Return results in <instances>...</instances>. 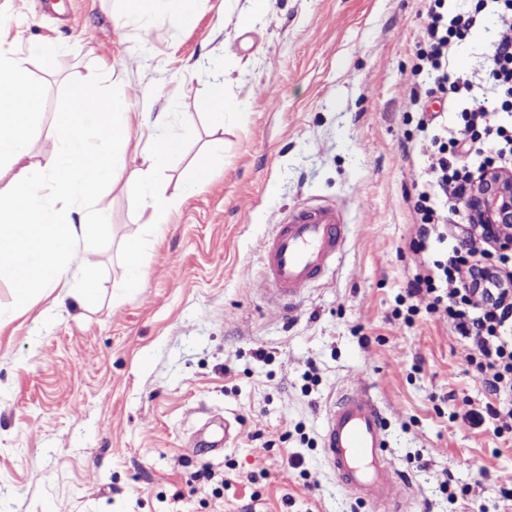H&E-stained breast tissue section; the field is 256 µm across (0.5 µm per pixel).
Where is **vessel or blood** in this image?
Segmentation results:
<instances>
[{
	"label": "vessel or blood",
	"instance_id": "b4317fda",
	"mask_svg": "<svg viewBox=\"0 0 512 512\" xmlns=\"http://www.w3.org/2000/svg\"><path fill=\"white\" fill-rule=\"evenodd\" d=\"M345 215L331 205L297 206L277 220L262 253L268 303L293 302L335 263ZM385 417L369 388L355 383L329 408L323 459L343 489L369 512H406L407 494L387 452Z\"/></svg>",
	"mask_w": 512,
	"mask_h": 512
}]
</instances>
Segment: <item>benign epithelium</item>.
<instances>
[{"label":"benign epithelium","mask_w":512,"mask_h":512,"mask_svg":"<svg viewBox=\"0 0 512 512\" xmlns=\"http://www.w3.org/2000/svg\"><path fill=\"white\" fill-rule=\"evenodd\" d=\"M467 238L487 252H512V169L488 167L474 177L464 198ZM467 286L481 299H512V270L490 261L476 265Z\"/></svg>","instance_id":"7a95c632"}]
</instances>
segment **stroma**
<instances>
[{"mask_svg": "<svg viewBox=\"0 0 512 512\" xmlns=\"http://www.w3.org/2000/svg\"><path fill=\"white\" fill-rule=\"evenodd\" d=\"M4 2L0 49L63 48L56 75L30 65L44 89L33 159L55 153L70 86L94 81L138 110L151 94L184 130L169 188L213 139L224 161L156 233L136 219L129 163L108 195L98 306L41 296L0 326V512H368L322 457L324 410L358 374L409 512H512V438L462 418L490 400L468 347L445 320L392 318L419 261L405 193L428 161L401 143L415 131L422 0H267L260 14L254 0H186V22L157 21L147 44L136 23L115 27L113 0ZM494 31L486 13L449 67L482 76ZM218 76L235 114L220 131L202 108ZM303 203L341 207L346 241L285 312L256 288L260 256ZM133 236L149 243L146 272L119 298L118 248ZM197 437L219 450L197 451Z\"/></svg>", "mask_w": 512, "mask_h": 512, "instance_id": "1", "label": "stroma"}]
</instances>
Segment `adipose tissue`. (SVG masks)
Returning a JSON list of instances; mask_svg holds the SVG:
<instances>
[{"label":"adipose tissue","mask_w":512,"mask_h":512,"mask_svg":"<svg viewBox=\"0 0 512 512\" xmlns=\"http://www.w3.org/2000/svg\"><path fill=\"white\" fill-rule=\"evenodd\" d=\"M164 17L186 21L180 0H117L116 22L133 19L147 32ZM59 53V44L44 40L31 42L23 53L0 51V161L14 170L0 189V280L14 288V303L0 309V324L34 296L57 290L76 296L86 307L98 304V242L110 220L107 195L127 167L133 128L145 129L151 142L141 156L135 185L138 218L156 230L169 223L178 198L195 193L224 157L223 141H212L176 193H168L159 177L180 156L183 134L174 131L167 113L132 112L126 101L87 84L70 93L83 111L56 115L55 156L30 161L31 130L43 88L31 79L28 65L36 59L52 67ZM20 242L29 253L19 260L14 247Z\"/></svg>","instance_id":"adipose-tissue-1"}]
</instances>
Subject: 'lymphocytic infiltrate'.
<instances>
[{"label": "lymphocytic infiltrate", "mask_w": 512, "mask_h": 512, "mask_svg": "<svg viewBox=\"0 0 512 512\" xmlns=\"http://www.w3.org/2000/svg\"><path fill=\"white\" fill-rule=\"evenodd\" d=\"M498 30L488 54L489 75L496 87L493 100L474 95L472 80L449 71L448 54L465 41L484 9L449 16L446 0H427V24L421 34L413 75L430 74L431 86L416 80L408 98L417 108L416 150L430 165L415 185L413 212L419 234L410 243L422 260L408 282L405 310L395 320L409 326L415 315L427 312L447 319L470 350L468 363L474 378L494 396V403L468 411L475 424L491 423L496 436L512 434V302L488 304L466 288L463 274L482 261L484 254L464 236L449 237L447 223L465 195L474 175L488 167L512 164V0H495ZM455 94L465 99L455 128L437 122L429 101Z\"/></svg>", "instance_id": "lymphocytic-infiltrate-1"}]
</instances>
